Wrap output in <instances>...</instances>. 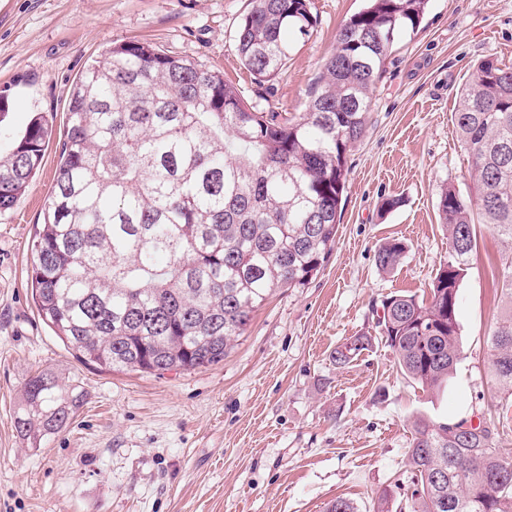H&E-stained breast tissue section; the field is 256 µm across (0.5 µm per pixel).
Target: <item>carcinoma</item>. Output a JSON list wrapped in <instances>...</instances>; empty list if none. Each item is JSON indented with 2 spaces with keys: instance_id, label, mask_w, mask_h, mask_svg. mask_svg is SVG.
<instances>
[{
  "instance_id": "carcinoma-1",
  "label": "carcinoma",
  "mask_w": 512,
  "mask_h": 512,
  "mask_svg": "<svg viewBox=\"0 0 512 512\" xmlns=\"http://www.w3.org/2000/svg\"><path fill=\"white\" fill-rule=\"evenodd\" d=\"M430 0H366L336 35V49L305 112H260L223 75L155 45L130 40L92 59L69 91L58 174L36 225L31 288L38 314L81 363L153 373L217 364L277 288H301L336 243L347 154L363 136L386 59L419 31ZM310 0H250L237 52L253 76L287 64L290 36L316 25ZM476 185L465 199L444 187L439 217L448 258L423 296L382 300L380 339L404 374L427 390L460 359L459 289L486 224L512 251V67L479 62L453 115ZM51 129L42 116L0 156V211L14 206L41 167ZM405 244L379 245L394 270ZM375 341L336 347L342 367ZM495 377L512 391V311L490 338ZM81 393L48 372L24 385L16 429L32 447L64 428ZM414 423V489L401 512H512V457L485 417Z\"/></svg>"
}]
</instances>
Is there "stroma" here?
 Here are the masks:
<instances>
[{
  "label": "stroma",
  "mask_w": 512,
  "mask_h": 512,
  "mask_svg": "<svg viewBox=\"0 0 512 512\" xmlns=\"http://www.w3.org/2000/svg\"><path fill=\"white\" fill-rule=\"evenodd\" d=\"M365 0H311L317 18L287 65L257 81L239 62L236 31L249 0H0V154L35 116L52 128L40 169L0 212V512H323L336 498L373 512L410 494L414 422L486 414L512 456V393L491 370L489 335L512 303L491 271L512 263L486 226L459 291L461 359L431 392L408 379L379 341L374 308L391 293L422 294L448 256L442 189L474 181L452 114L460 85L486 58L512 66V0H431L421 29L400 41L350 151L335 246L302 288H278L223 362L163 374L80 363L38 315L31 243L56 179L69 90L89 61L129 40L223 73L262 112L299 116L343 22ZM399 199L386 211L384 199ZM407 245L380 272L385 240ZM375 341L353 363L336 346ZM49 370L82 391L65 428L34 448L15 418L23 386ZM375 341L373 336H355L353 339L336 347L332 358L336 365L342 367L356 360L363 351L368 350Z\"/></svg>",
  "instance_id": "obj_1"
}]
</instances>
